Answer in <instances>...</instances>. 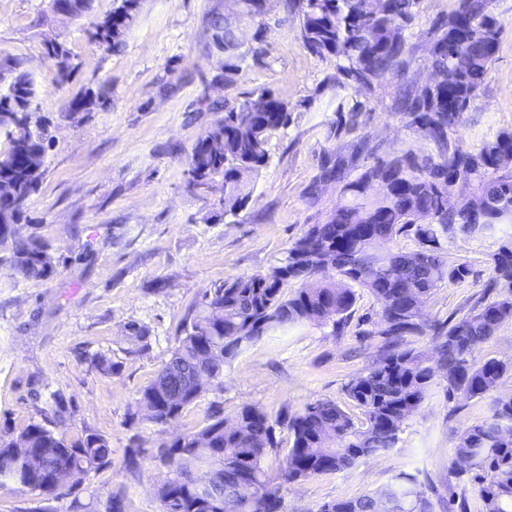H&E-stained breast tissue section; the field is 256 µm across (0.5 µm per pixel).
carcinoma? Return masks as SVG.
<instances>
[{"instance_id": "1", "label": "carcinoma", "mask_w": 512, "mask_h": 512, "mask_svg": "<svg viewBox=\"0 0 512 512\" xmlns=\"http://www.w3.org/2000/svg\"><path fill=\"white\" fill-rule=\"evenodd\" d=\"M268 0H238L245 14L266 15ZM420 0H285L301 14L305 48L319 56L347 62L341 67L349 81L370 84L398 75L405 65V30ZM494 0H458V7L437 23L431 64L445 81L404 97V113L440 148V154L406 153L377 162L350 180L339 165L324 167L322 178L342 184L340 200L325 222L313 224L266 273L238 276L206 289L198 313L186 323L156 377L139 390L130 421L161 426L173 413L195 403L207 387L219 381L224 364L247 345L277 331L306 323L332 324L344 329L355 303L350 285L366 288L380 305L385 343L375 364L347 386L348 396L363 411L366 427L359 429L334 401L319 399L284 419L293 442L272 475L263 465L276 447L268 415L253 406L228 424L215 406L206 424L155 445L152 458L166 460L170 481L159 490L160 512H280L282 488L300 479L353 469L361 460L396 446L403 424L443 386L448 399L457 395L490 399L487 420L464 430L451 461L460 473L472 474L473 491L483 512H512V393L500 391L512 364L490 358L478 361L476 346L512 320V240L491 255L488 291L469 312L448 323L424 324L406 311L426 302L445 281L469 275L466 265L448 267L441 241L458 234L493 235L512 224V167L500 168V155L512 153V130L503 131L478 151H465L450 140L463 113L478 97L500 44L502 23ZM141 0H116L92 38L114 49L134 25ZM215 45L236 57L239 35L234 21H212ZM459 52L465 67L454 64ZM8 92L0 94V131L26 129L22 146L0 152V179L14 186L11 198L0 202V256L11 275L41 280L56 272L48 244L23 223L25 202L39 187L44 170L33 171L29 156L49 144L46 125L32 110L34 83L15 65L9 70ZM288 122V105L261 90L239 104H224L217 120L188 156L189 184L199 190L224 179V212L241 209L250 196L246 176L266 165L268 134ZM464 176L482 201L477 220L463 210L448 209V180ZM415 229L424 248L405 253L386 244ZM298 288L286 295L283 287ZM428 335L427 350L403 346V338ZM68 405L53 392L37 408L38 418L16 431L0 429V491L26 488L47 500L60 495L56 481L78 484L92 471L112 464L108 437L86 431L69 436L60 430ZM221 462L215 499L197 497L194 483L208 464ZM321 512H434L418 490L417 478L398 475L389 486L356 499H337Z\"/></svg>"}]
</instances>
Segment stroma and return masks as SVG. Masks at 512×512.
Listing matches in <instances>:
<instances>
[{
    "mask_svg": "<svg viewBox=\"0 0 512 512\" xmlns=\"http://www.w3.org/2000/svg\"><path fill=\"white\" fill-rule=\"evenodd\" d=\"M114 0H93L79 16L57 12L52 0H0V71L20 63L34 80L32 109L48 122L50 145L40 187L27 202L28 223L50 244L57 271L20 281L0 267V426L24 427L36 416L33 393L64 394L71 434L94 431L112 443L110 467L89 473L59 498L40 501L22 490L0 493V512H105L113 488L126 492L125 512H159L157 489L168 471L151 460L155 443L201 428L212 405L227 420L252 405L275 420L277 447L266 458L277 469L292 436L278 418L318 399L335 401L354 422L364 417L346 393L369 368L383 342L381 310L364 288L342 333L309 325L264 337L224 366L218 384L160 427L130 423L138 391L169 357L204 290L236 276L263 273L310 225L334 210L336 182L320 181L327 161L343 159L349 178L406 152L437 155L436 145L400 109L403 96L431 77L435 26L457 0H420L406 36L407 65L399 76L368 85L344 79L341 62L303 45L301 19L283 0H268L264 18L241 32L238 70L228 73L212 41V20L236 10L234 0H142L122 45L111 49L90 34ZM503 24L498 53L477 99L452 138L475 151L512 129V0H495ZM65 45L71 78L60 83L49 43ZM287 102L288 122L269 136L268 162L250 175V198L237 214L218 201L224 184L208 190L188 183L187 156L224 115L225 103L260 90ZM104 92L91 109L75 112L74 97ZM475 233L442 240L448 266L467 265L461 282L437 288L423 307L427 324L463 314L491 276L500 238ZM143 326L136 341L129 324ZM103 354L120 369L92 364ZM489 415L485 398L447 399L435 390L402 427L395 448L363 459L354 469L288 484L282 512H320L325 503L355 499L417 476L435 512H482L470 477L451 460L458 435ZM146 451L129 470L126 450ZM465 491V502L452 499Z\"/></svg>",
    "mask_w": 512,
    "mask_h": 512,
    "instance_id": "35a3bbf8",
    "label": "stroma"
}]
</instances>
